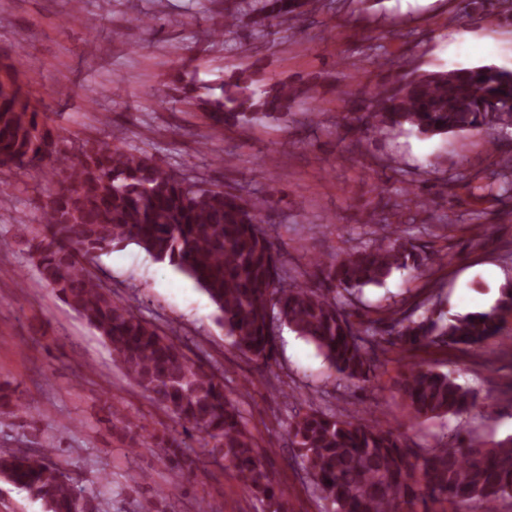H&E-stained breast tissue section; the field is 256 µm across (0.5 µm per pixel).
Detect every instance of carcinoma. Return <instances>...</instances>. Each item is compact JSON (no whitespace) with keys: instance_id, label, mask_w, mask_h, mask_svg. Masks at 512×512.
I'll return each mask as SVG.
<instances>
[{"instance_id":"carcinoma-1","label":"carcinoma","mask_w":512,"mask_h":512,"mask_svg":"<svg viewBox=\"0 0 512 512\" xmlns=\"http://www.w3.org/2000/svg\"><path fill=\"white\" fill-rule=\"evenodd\" d=\"M310 0H253L254 26L291 22ZM0 70V173L52 172L39 228H21L41 282L92 327L126 377L166 409L175 422L203 434L268 512H287L285 492L273 481L238 401L224 391V372L192 361L174 339L112 296L90 269L104 253L135 244L156 261L192 279L217 310L225 336L242 355L270 370L278 361V325L284 324L323 356L338 378L367 385L387 353L429 345L475 348L499 332L512 311V285L484 311L448 315L435 306L422 314L387 309L373 319L351 312L352 297L381 286L400 270L427 266L400 234L385 244H364L339 260L315 258L298 276L285 272L283 254L266 226L265 201L246 200L207 186L180 170H165L153 156L85 140L77 147L38 112L28 85ZM252 73L224 77L219 95L204 98L214 128H244L286 121L308 91L277 85L256 91ZM365 131L401 128L419 135L492 134L512 129V69L481 66L447 72H397L362 100ZM499 197L512 190V158L491 172ZM386 324L387 337L378 325ZM409 421L452 416L456 431L437 448L411 444L397 428L320 407L295 409L289 447L307 464L326 512H499L512 499V436L487 446L466 435L471 415L495 397L460 384L449 373L409 363L395 382ZM22 406L16 391L0 387V410ZM57 436L36 450L0 453V478L42 502L45 512H103L102 503L53 460ZM146 447L178 471L191 469L176 438L154 435Z\"/></svg>"}]
</instances>
